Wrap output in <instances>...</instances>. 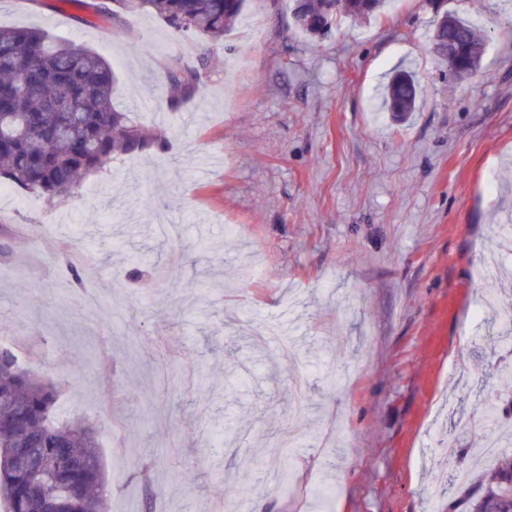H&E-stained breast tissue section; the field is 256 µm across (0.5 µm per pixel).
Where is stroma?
Listing matches in <instances>:
<instances>
[{
	"instance_id": "35a3bbf8",
	"label": "stroma",
	"mask_w": 512,
	"mask_h": 512,
	"mask_svg": "<svg viewBox=\"0 0 512 512\" xmlns=\"http://www.w3.org/2000/svg\"><path fill=\"white\" fill-rule=\"evenodd\" d=\"M292 8L246 0L214 43L0 0V26L103 55L115 108L161 140L59 205L0 190V334L57 386L56 420L99 426L108 512H315L323 483L334 512H445L441 436L500 431L486 409L512 378L488 336L512 290L487 308L477 271L512 270L493 227L512 204V9L398 0L313 41ZM441 11L488 34L471 78L431 54ZM160 41L202 67L176 108ZM401 65L424 95L397 122L374 95ZM75 238L105 290L65 284Z\"/></svg>"
}]
</instances>
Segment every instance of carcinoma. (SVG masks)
I'll list each match as a JSON object with an SVG mask.
<instances>
[{
  "label": "carcinoma",
  "mask_w": 512,
  "mask_h": 512,
  "mask_svg": "<svg viewBox=\"0 0 512 512\" xmlns=\"http://www.w3.org/2000/svg\"><path fill=\"white\" fill-rule=\"evenodd\" d=\"M245 0H52L63 11L79 5L118 24L127 13H150L176 32L215 40L237 23ZM295 26L307 37L341 18L366 20L385 13L389 0H301ZM455 40L457 58L473 63L486 39L473 22L444 15L430 41ZM0 178L49 200L76 193L82 178L117 154L159 146L136 120L112 104L114 78L96 51L60 41L36 28L0 26ZM168 99L177 106L199 90L200 71L179 58L165 65ZM420 85L413 71L396 68L379 89L381 105L397 121L416 110ZM56 391L0 347V504L5 512H104L105 474L96 428L55 420ZM512 512V453L475 482L448 510Z\"/></svg>",
  "instance_id": "obj_1"
}]
</instances>
